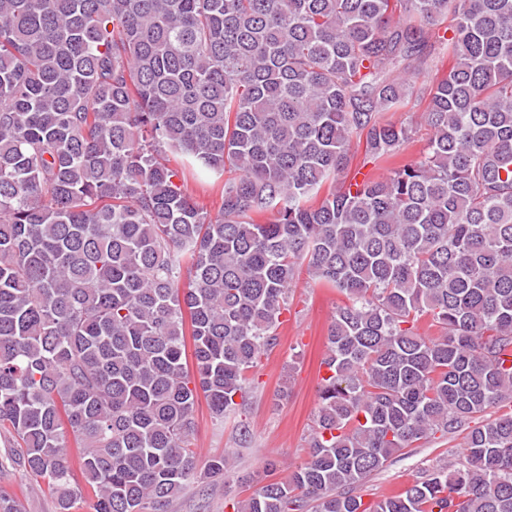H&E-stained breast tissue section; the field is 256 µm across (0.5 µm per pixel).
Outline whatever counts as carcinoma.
<instances>
[{
    "instance_id": "obj_1",
    "label": "carcinoma",
    "mask_w": 512,
    "mask_h": 512,
    "mask_svg": "<svg viewBox=\"0 0 512 512\" xmlns=\"http://www.w3.org/2000/svg\"><path fill=\"white\" fill-rule=\"evenodd\" d=\"M444 55L402 162L382 113ZM355 138L387 173L339 180ZM303 266L345 296L308 458L233 512H512V0H0V431L59 512L79 479L166 512ZM459 432L465 465L359 493Z\"/></svg>"
}]
</instances>
